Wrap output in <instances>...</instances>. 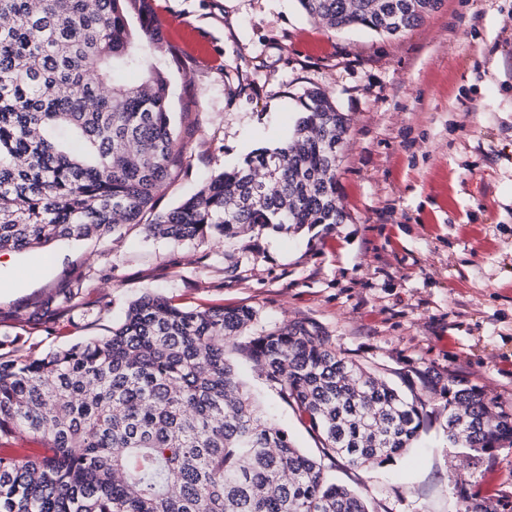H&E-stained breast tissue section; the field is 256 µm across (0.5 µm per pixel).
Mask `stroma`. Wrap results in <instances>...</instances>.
Segmentation results:
<instances>
[{
  "mask_svg": "<svg viewBox=\"0 0 512 512\" xmlns=\"http://www.w3.org/2000/svg\"><path fill=\"white\" fill-rule=\"evenodd\" d=\"M152 12L206 45L157 61L185 154L158 209L282 146L320 90L349 122L336 171L345 219L181 241L124 225L13 252L0 271V341L41 357L106 336L145 294L187 308L244 305L257 312L250 334L309 320L392 383L454 371L512 413V0H443L395 36L331 29L298 0H154ZM77 281L79 295L55 305ZM237 365L274 423L314 448L251 364ZM444 423L432 417L391 462L330 475L377 512H463L459 480L475 501L512 496V447L453 455Z\"/></svg>",
  "mask_w": 512,
  "mask_h": 512,
  "instance_id": "1",
  "label": "stroma"
}]
</instances>
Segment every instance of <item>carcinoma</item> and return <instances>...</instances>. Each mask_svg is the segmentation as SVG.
<instances>
[{
    "label": "carcinoma",
    "mask_w": 512,
    "mask_h": 512,
    "mask_svg": "<svg viewBox=\"0 0 512 512\" xmlns=\"http://www.w3.org/2000/svg\"><path fill=\"white\" fill-rule=\"evenodd\" d=\"M335 29L395 36L441 0H298ZM144 0H0V251L104 237L141 224L163 238L234 236L244 226L341 224L336 169L347 118L308 94L293 137L210 177L178 206L157 196L183 167L165 54ZM136 19L134 32L130 19ZM142 73L136 85L122 82ZM251 307L185 309L143 295L111 334L41 358L0 355V447L22 435L49 453L0 455V512H375L324 461L367 470L418 439L436 394L402 390L344 356L309 321L245 331ZM239 355L309 424L293 445L241 381ZM448 443L479 456L512 447V414L448 372ZM465 512H506L473 502Z\"/></svg>",
    "instance_id": "cac0c4a2"
}]
</instances>
